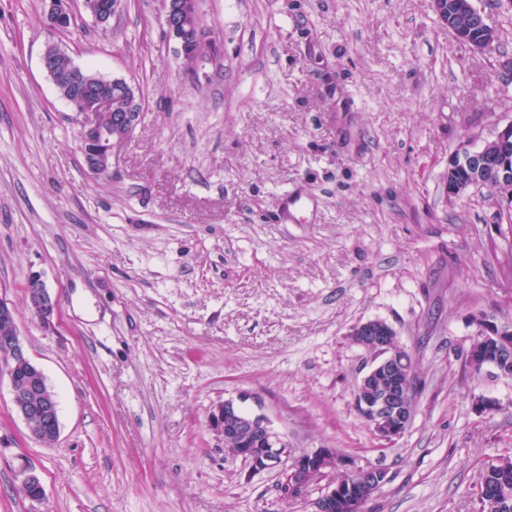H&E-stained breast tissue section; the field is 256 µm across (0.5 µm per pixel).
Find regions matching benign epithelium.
<instances>
[{"instance_id": "obj_1", "label": "benign epithelium", "mask_w": 512, "mask_h": 512, "mask_svg": "<svg viewBox=\"0 0 512 512\" xmlns=\"http://www.w3.org/2000/svg\"><path fill=\"white\" fill-rule=\"evenodd\" d=\"M168 33L181 48H186L182 30L189 25L188 17L177 0H161ZM440 22L457 40L476 52L484 53L498 40L497 30L488 23L486 15L476 7L475 0H432ZM47 20L54 31H66V19L72 16L69 0H47ZM124 7L122 0H99L91 15L101 24ZM81 147L89 137L100 139L106 133L105 121H112V129L131 133L140 113L112 105V95L101 90L86 99L82 111ZM465 168L471 185L484 187L512 203V122L498 130L493 138L478 148L463 146L448 161V199L462 196L468 187L458 178ZM30 309L46 328L54 325L57 304L41 274L33 273L26 283ZM0 322L11 325V332L0 336V372L9 378L11 400L16 412L28 420L29 398L40 396V428L30 431L34 439L41 434L59 435L57 398L42 393V371L31 361L20 340L14 310L7 302H0ZM477 335L486 345L484 352L469 349L468 364L482 368L491 363L512 359V328L500 327L482 315L475 319ZM395 330L379 319L367 320L355 326L352 342L374 354L375 359L362 375L358 393L362 394L378 384L384 391L374 398L362 400L364 418L372 428L381 446L390 447L406 431L412 417L413 394L401 372V358L392 346ZM247 394L239 393L215 405L209 413V426L220 437L224 453L247 462L254 473L273 469L285 459L291 464L283 472L288 494L302 495L308 487L324 483L321 496L315 502V512H348L357 500L372 498L388 483L386 471L375 467H355L352 461L336 455V450L318 448L297 454L288 439L279 432L263 412H247L240 403ZM348 476L345 483L336 482V471Z\"/></svg>"}]
</instances>
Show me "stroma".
<instances>
[{
  "label": "stroma",
  "mask_w": 512,
  "mask_h": 512,
  "mask_svg": "<svg viewBox=\"0 0 512 512\" xmlns=\"http://www.w3.org/2000/svg\"><path fill=\"white\" fill-rule=\"evenodd\" d=\"M199 2L216 51L192 70L161 0L105 27L71 0L61 36L43 0H0V298L60 418L54 442L31 438L0 376V512H314L320 486L292 498L281 468L225 455L208 415L241 392L295 452L386 470L364 512H480L481 472L512 458V379L463 352L476 315L512 325V218L446 183L461 144L512 122V0H475L499 35L485 54L432 0ZM52 41L135 90L109 179L85 174L82 115L41 64ZM288 190L306 208L282 213ZM35 272L52 333L25 299ZM371 319L418 364L389 448L354 406L373 356L350 333Z\"/></svg>",
  "instance_id": "stroma-1"
}]
</instances>
